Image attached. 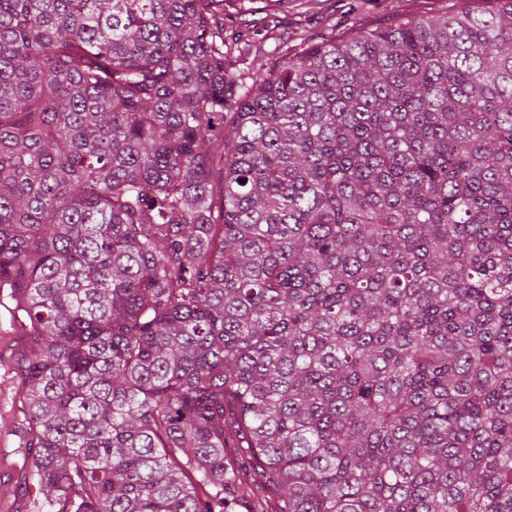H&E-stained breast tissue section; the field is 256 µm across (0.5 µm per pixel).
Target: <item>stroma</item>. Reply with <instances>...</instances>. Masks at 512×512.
Returning a JSON list of instances; mask_svg holds the SVG:
<instances>
[{
  "mask_svg": "<svg viewBox=\"0 0 512 512\" xmlns=\"http://www.w3.org/2000/svg\"><path fill=\"white\" fill-rule=\"evenodd\" d=\"M457 0H305L281 13L276 32H268L263 11L230 16V30L248 40L241 68L254 69L300 39L343 35L353 27H382L411 17L457 9ZM27 319L0 288V512H43L38 486L30 477L27 408L21 390L19 359L28 345Z\"/></svg>",
  "mask_w": 512,
  "mask_h": 512,
  "instance_id": "1",
  "label": "stroma"
}]
</instances>
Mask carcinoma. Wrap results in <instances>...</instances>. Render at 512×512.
I'll list each match as a JSON object with an SVG mask.
<instances>
[{
  "instance_id": "carcinoma-1",
  "label": "carcinoma",
  "mask_w": 512,
  "mask_h": 512,
  "mask_svg": "<svg viewBox=\"0 0 512 512\" xmlns=\"http://www.w3.org/2000/svg\"><path fill=\"white\" fill-rule=\"evenodd\" d=\"M230 0H0V287L56 512H512V0L238 70Z\"/></svg>"
}]
</instances>
